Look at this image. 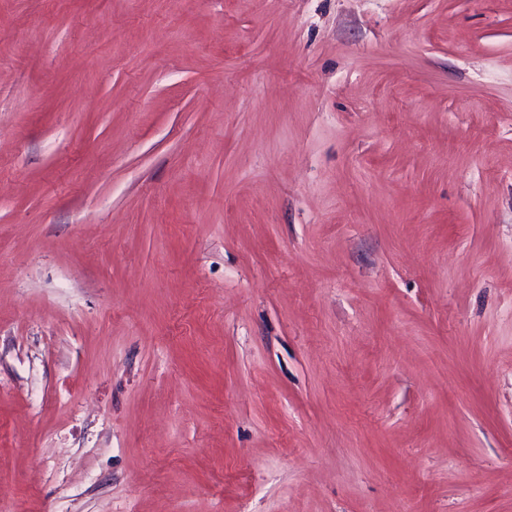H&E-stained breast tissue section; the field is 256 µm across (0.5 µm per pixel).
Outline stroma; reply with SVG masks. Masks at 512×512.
Instances as JSON below:
<instances>
[{
	"label": "stroma",
	"instance_id": "stroma-1",
	"mask_svg": "<svg viewBox=\"0 0 512 512\" xmlns=\"http://www.w3.org/2000/svg\"><path fill=\"white\" fill-rule=\"evenodd\" d=\"M0 512H512V0H0Z\"/></svg>",
	"mask_w": 512,
	"mask_h": 512
}]
</instances>
